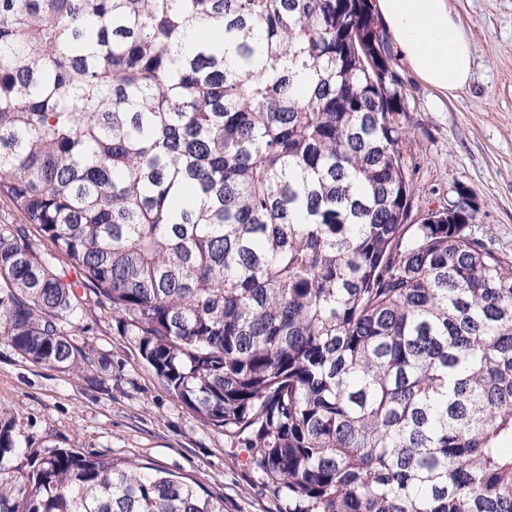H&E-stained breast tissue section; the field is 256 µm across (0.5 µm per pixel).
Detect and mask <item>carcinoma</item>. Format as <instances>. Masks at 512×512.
Segmentation results:
<instances>
[{
    "instance_id": "cac0c4a2",
    "label": "carcinoma",
    "mask_w": 512,
    "mask_h": 512,
    "mask_svg": "<svg viewBox=\"0 0 512 512\" xmlns=\"http://www.w3.org/2000/svg\"><path fill=\"white\" fill-rule=\"evenodd\" d=\"M390 61L370 0H0V193L77 273L0 225V341L81 370L91 295L284 512H512V258L462 188L406 223ZM29 480L6 512H224L75 448Z\"/></svg>"
}]
</instances>
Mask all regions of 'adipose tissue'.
<instances>
[{
	"instance_id": "1",
	"label": "adipose tissue",
	"mask_w": 512,
	"mask_h": 512,
	"mask_svg": "<svg viewBox=\"0 0 512 512\" xmlns=\"http://www.w3.org/2000/svg\"><path fill=\"white\" fill-rule=\"evenodd\" d=\"M373 9L422 82L446 97L470 85L472 42L450 0H374Z\"/></svg>"
}]
</instances>
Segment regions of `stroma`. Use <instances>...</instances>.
I'll list each match as a JSON object with an SVG mask.
<instances>
[{"label": "stroma", "instance_id": "35a3bbf8", "mask_svg": "<svg viewBox=\"0 0 512 512\" xmlns=\"http://www.w3.org/2000/svg\"><path fill=\"white\" fill-rule=\"evenodd\" d=\"M452 7L474 46L466 90L445 98L392 57L407 95L398 120L412 182L408 221L421 223L466 188L478 208L477 236L511 257L512 0H452ZM81 324L78 341L95 361L76 374L33 364L0 343V422L24 448L0 470V494L26 498L29 452L57 445L191 478L223 499L224 512H282L250 450L170 394L118 315L91 303Z\"/></svg>", "mask_w": 512, "mask_h": 512}]
</instances>
